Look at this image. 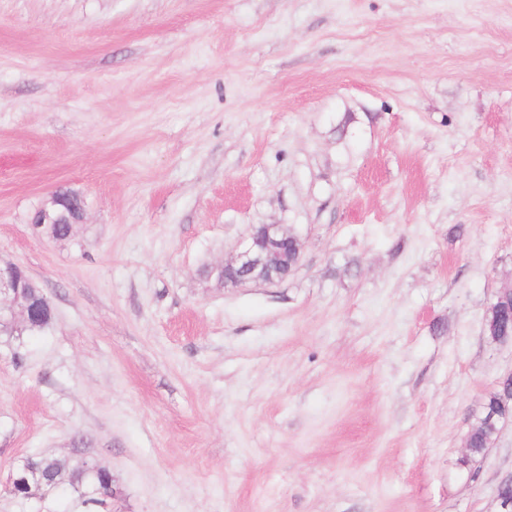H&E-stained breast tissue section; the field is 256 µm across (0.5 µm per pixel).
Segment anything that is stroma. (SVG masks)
<instances>
[{
	"instance_id": "35a3bbf8",
	"label": "stroma",
	"mask_w": 512,
	"mask_h": 512,
	"mask_svg": "<svg viewBox=\"0 0 512 512\" xmlns=\"http://www.w3.org/2000/svg\"><path fill=\"white\" fill-rule=\"evenodd\" d=\"M256 224L297 269L219 282ZM0 264L54 308L0 336V512H97L4 493L35 454L108 512H497L512 0H0ZM48 202L44 207V217L49 224H35L34 229L38 233L55 240H64L71 237L73 233L72 224H80L84 212H82L79 219L68 218L66 216L67 203L62 198L52 194ZM56 206H62L63 210H55ZM103 484L109 485V499H112V494L114 493L112 473L103 467H99L96 471H91L81 465H78L73 470L69 482L70 488L78 493L79 489H92Z\"/></svg>"
}]
</instances>
